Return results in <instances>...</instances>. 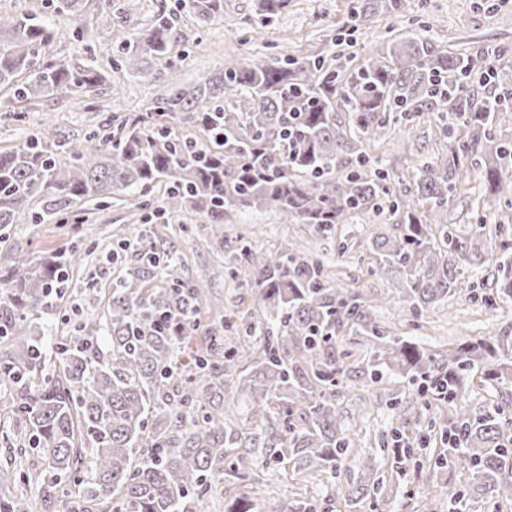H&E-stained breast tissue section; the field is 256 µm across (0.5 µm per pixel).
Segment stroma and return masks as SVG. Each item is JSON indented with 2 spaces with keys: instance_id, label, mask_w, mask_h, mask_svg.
I'll return each instance as SVG.
<instances>
[{
  "instance_id": "obj_1",
  "label": "stroma",
  "mask_w": 512,
  "mask_h": 512,
  "mask_svg": "<svg viewBox=\"0 0 512 512\" xmlns=\"http://www.w3.org/2000/svg\"><path fill=\"white\" fill-rule=\"evenodd\" d=\"M363 4L364 0H288L280 13L265 18L260 14L259 0H224L223 17L203 20L183 9L179 0H112L107 7L99 0H84L80 16L59 18L52 53L76 65L101 68L106 74L104 84L86 96L85 109L77 112L51 97L23 104L20 116L0 119V146L25 139L48 117L62 138L81 142L91 130L110 124L114 109L144 111L163 89L194 86L231 57L251 63L331 44L337 66L347 72L360 63L369 46L411 34L455 54L486 55L499 65L512 67V0H495L491 8L485 0H406L397 13L379 11L366 19L361 16ZM159 13L169 17L177 34L185 56L180 68L172 74L164 71L135 77L114 71L110 38L113 25L125 19L135 25ZM81 27L90 28L89 42L76 37ZM411 136L417 156L432 153L444 143L437 122L431 119L418 121ZM401 137L399 125H392L388 136L370 150L371 157L392 173L391 188L398 193L410 190V170L417 158L400 151ZM92 213V220L76 229L68 224H32L26 220L9 225L8 242L0 247V266L9 264L17 250L37 259L71 249L80 250L83 256L70 276L68 293L42 318L44 345H51L54 337L67 335L80 316L103 314L104 288L123 275L130 263L126 257L113 260L112 249L130 232L143 237L147 246L175 258L185 279L206 276L208 291L190 328V345L196 350L207 344L213 326L224 315L257 306L255 289L237 285L228 273V262L244 241L273 255L291 242L302 252L317 255L330 266L334 277L348 281L351 288L370 299L369 313L376 322L428 350L441 351L512 331L511 301L490 307L471 298L472 292L494 288L500 276L502 252L498 249L482 266L464 267L468 289L419 319L402 303L394 279L370 274L366 265L353 259V253L338 254L335 242L321 238L314 226L286 223L273 209L232 213L220 239L213 235L204 217L169 204L160 187L151 190L145 199L119 197L111 205L93 207ZM397 232L392 220L371 213L337 230L338 236L352 243L353 252L365 251L374 235ZM355 357L338 410L344 423L354 426L364 455L378 469L385 460L377 445L380 437L395 430L411 436L427 418L447 422L452 410L420 394L407 380L392 377L371 383L368 349L357 350ZM251 471L263 481L255 512H272L275 505L288 499H320L328 494L325 483L306 485L284 478L260 456L254 457ZM443 509L441 500L422 496L403 479L393 487L385 506L378 508L364 501L357 512Z\"/></svg>"
}]
</instances>
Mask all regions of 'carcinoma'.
Segmentation results:
<instances>
[{
    "instance_id": "cac0c4a2",
    "label": "carcinoma",
    "mask_w": 512,
    "mask_h": 512,
    "mask_svg": "<svg viewBox=\"0 0 512 512\" xmlns=\"http://www.w3.org/2000/svg\"><path fill=\"white\" fill-rule=\"evenodd\" d=\"M188 7L204 19L224 14V0H190ZM55 37L50 20L0 12L4 114L16 116L7 108L12 102L78 100L103 82L92 66L51 58ZM111 38L119 71L139 73L150 60L172 73L182 61L163 14L136 28L117 25ZM334 61L329 48L270 63L228 61L189 90L157 94L146 113L116 117V133L94 132L82 146L54 139L48 119L25 140L0 147V228L26 217L52 224L78 203L104 205L158 184L171 203L217 230L232 212L268 206L331 236L357 213H388L399 232L369 242L370 272L399 280L409 312L421 318L461 293V268L484 261L493 241L512 248V130L497 122L498 113L512 112V86L497 70L491 86L499 92H468L464 79L494 64L414 37L371 46L347 77ZM424 114L436 119L445 145L413 166L414 192L398 194L387 171L368 167L365 148L390 123L407 132ZM473 174L481 185L477 212H495V222L481 216L463 230L444 222V212L451 197L470 190ZM119 248L131 251V267L112 281L104 314L60 337L61 366L52 374L43 373L39 321L49 299L66 293L79 255L34 263L19 254L0 268V337L11 340L0 354V415L13 424L10 460L0 464V512H27L22 484L38 486L46 500L67 486L78 494L76 512H205L224 481L249 478L244 464L259 448L281 476L322 480L331 489L326 502L295 499L272 512H329L365 497L386 503L390 485L347 466L355 448L336 398L354 351L336 354L341 332L373 344L372 382L406 377L454 408L448 447L429 462L438 473L468 475L464 484H438L448 512H469L477 500L512 501V400L479 412L459 404L475 370L512 388V334L427 351L373 321L368 301L333 283L316 257L292 246L270 256L245 243L229 274L256 285L261 318L235 323L243 344L215 336L183 363L178 354L205 280H183L171 257L129 237ZM498 300H512L505 266L495 295L481 296L488 306ZM233 375L244 422L224 404V379ZM398 440L394 432L380 444L401 476L399 463L414 447L389 452ZM31 450L45 467L26 466Z\"/></svg>"
}]
</instances>
